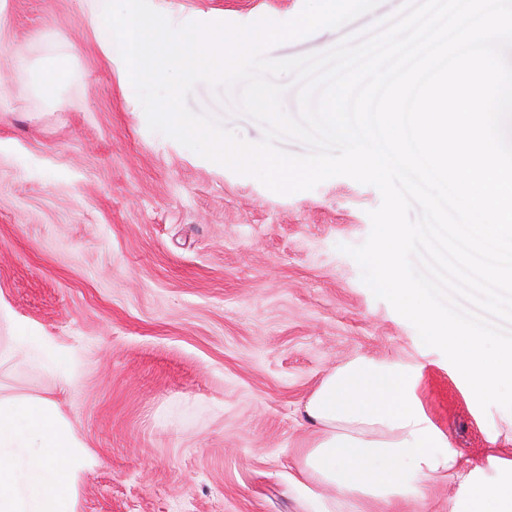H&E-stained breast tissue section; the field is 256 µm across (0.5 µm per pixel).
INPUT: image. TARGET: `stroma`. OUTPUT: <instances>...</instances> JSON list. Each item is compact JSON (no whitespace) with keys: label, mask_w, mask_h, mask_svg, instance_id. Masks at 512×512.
<instances>
[{"label":"stroma","mask_w":512,"mask_h":512,"mask_svg":"<svg viewBox=\"0 0 512 512\" xmlns=\"http://www.w3.org/2000/svg\"><path fill=\"white\" fill-rule=\"evenodd\" d=\"M89 3L0 0V336L35 347L0 360V390L52 402L84 445L76 512H305L288 486L311 438L300 406L357 354L421 366L422 404L470 464L512 455V432L488 442L491 412L343 253L369 235L378 189L338 176L278 194L150 131ZM150 4L179 26L249 25L304 0ZM401 4L268 55L328 51ZM55 51L73 77L51 102L19 73ZM187 104L264 136L208 84ZM453 492L427 483L381 512H448Z\"/></svg>","instance_id":"obj_1"}]
</instances>
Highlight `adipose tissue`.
Segmentation results:
<instances>
[{
  "mask_svg": "<svg viewBox=\"0 0 512 512\" xmlns=\"http://www.w3.org/2000/svg\"><path fill=\"white\" fill-rule=\"evenodd\" d=\"M421 373L389 358L354 356L329 371L302 414L313 441L296 486L320 512H367L407 502L422 484L456 483L448 512H512V460L493 475L468 467L431 422ZM76 440L48 403L0 394V512H74L70 486L83 467Z\"/></svg>",
  "mask_w": 512,
  "mask_h": 512,
  "instance_id": "ef3b65f1",
  "label": "adipose tissue"
}]
</instances>
